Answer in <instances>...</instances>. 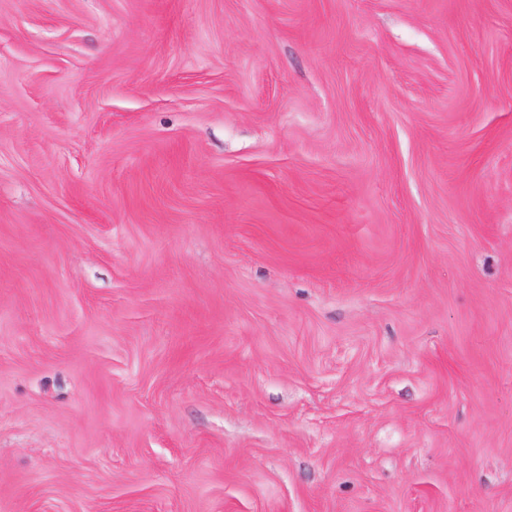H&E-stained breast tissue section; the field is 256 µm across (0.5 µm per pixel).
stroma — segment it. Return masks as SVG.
I'll list each match as a JSON object with an SVG mask.
<instances>
[{
    "label": "stroma",
    "instance_id": "stroma-1",
    "mask_svg": "<svg viewBox=\"0 0 512 512\" xmlns=\"http://www.w3.org/2000/svg\"><path fill=\"white\" fill-rule=\"evenodd\" d=\"M0 512H512V0H0Z\"/></svg>",
    "mask_w": 512,
    "mask_h": 512
}]
</instances>
